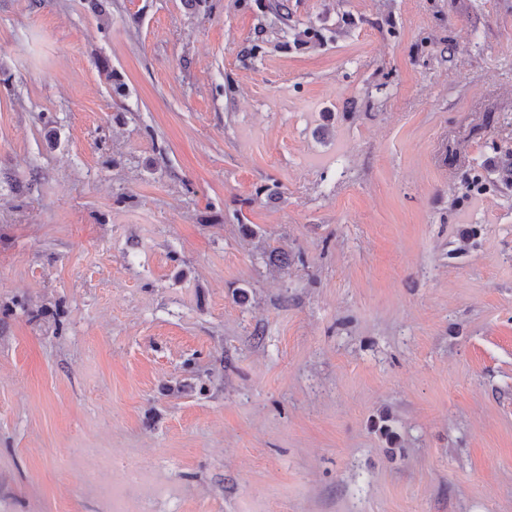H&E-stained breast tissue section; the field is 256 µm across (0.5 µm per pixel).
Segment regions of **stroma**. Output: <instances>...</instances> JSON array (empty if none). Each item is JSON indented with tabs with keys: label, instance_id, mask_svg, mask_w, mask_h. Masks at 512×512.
Instances as JSON below:
<instances>
[{
	"label": "stroma",
	"instance_id": "stroma-1",
	"mask_svg": "<svg viewBox=\"0 0 512 512\" xmlns=\"http://www.w3.org/2000/svg\"><path fill=\"white\" fill-rule=\"evenodd\" d=\"M269 5L0 0V512H512V0Z\"/></svg>",
	"mask_w": 512,
	"mask_h": 512
}]
</instances>
